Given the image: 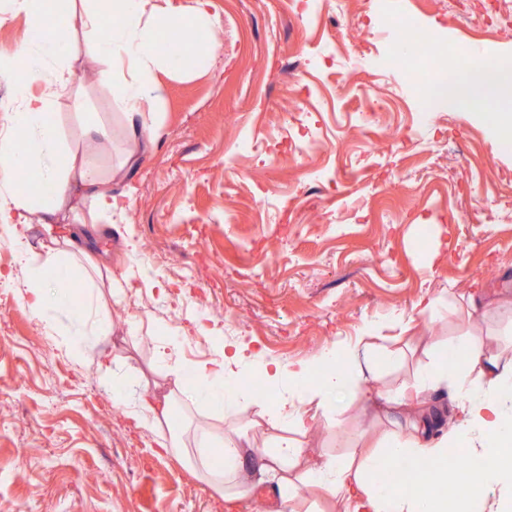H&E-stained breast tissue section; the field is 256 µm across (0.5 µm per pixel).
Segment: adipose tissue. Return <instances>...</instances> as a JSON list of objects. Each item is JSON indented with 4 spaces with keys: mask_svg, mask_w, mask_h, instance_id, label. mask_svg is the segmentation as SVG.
I'll list each match as a JSON object with an SVG mask.
<instances>
[{
    "mask_svg": "<svg viewBox=\"0 0 512 512\" xmlns=\"http://www.w3.org/2000/svg\"><path fill=\"white\" fill-rule=\"evenodd\" d=\"M52 0H13L12 10L0 11V24L12 12L29 18L27 44L10 52L11 65L0 78L14 88L17 107L0 120V231L7 233L17 253L24 278L21 300L36 318L53 306L68 303L71 294L81 301L74 314L91 322L95 335L111 334L106 308L120 301L114 287L92 279L78 278L73 267L83 263L100 269L101 259L86 235H74L66 248L44 244L33 251L19 232L22 224L49 223L69 208L76 192H83L103 214L115 208L112 180L105 177L86 154L65 152L59 132L48 113L60 97H67L74 110L85 107L72 89V64L60 61L74 33H82L88 47L104 64L99 78L112 87L122 101L130 124L134 148L129 162H136L153 149L155 114L161 97L153 74L166 61L156 51L163 32L172 26L195 31L208 26L213 16L210 0H64L66 23L45 31L43 19ZM440 108L449 101L462 103L477 118H489L501 127L512 126V57L486 55L482 65L465 76H451ZM25 131L27 149H19L17 131ZM36 174L53 188L50 197L17 191L19 170ZM485 305L470 297L463 327L448 343L427 342V349H440L445 357L431 368L417 371L411 380L384 391L367 386L356 367L362 352L359 342H340L313 358L297 362L265 361L266 393L256 396L238 391L235 380L246 361L258 351L242 341H220L217 356L205 362L174 361L175 342L157 346L155 355L169 366L160 382L144 386L138 396L119 392L115 404L138 427L152 436L165 453L182 455L186 445L181 433L168 429L174 401L195 404L207 400L224 408L225 431L209 434V447L221 449L223 467H214L201 456L199 475L210 489L227 500L248 498L252 460H261L262 471L277 481L278 512H295L301 489L319 487L336 498L340 512H512V464L503 465V449L512 447V357L494 350L486 341L481 322ZM447 388L456 406L448 432L432 436L430 397ZM350 391L354 401L375 406L386 423L373 445L356 449L345 458L333 455L311 460L300 437L316 420L335 409L337 393ZM248 404L252 417L240 429L234 417L241 404ZM294 430V437L277 434L278 426ZM460 448L470 458L481 460L479 472L468 473L449 484L442 462L448 447ZM404 467L402 485H385L376 478L380 463ZM494 482L496 501H487L481 487Z\"/></svg>",
    "mask_w": 512,
    "mask_h": 512,
    "instance_id": "adipose-tissue-1",
    "label": "adipose tissue"
}]
</instances>
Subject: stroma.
<instances>
[{"mask_svg": "<svg viewBox=\"0 0 512 512\" xmlns=\"http://www.w3.org/2000/svg\"><path fill=\"white\" fill-rule=\"evenodd\" d=\"M461 3L317 0L305 16L299 0H212L220 40L188 76L157 72L156 145L113 183L121 212L88 198L77 211L98 225L93 247L125 295L107 310L109 343L69 308L32 317L19 283L0 281V512H252L156 455L112 402L160 380L157 343L180 341L187 362L214 355L196 314L263 359L344 340L406 348L374 382L394 387L435 360L410 337L445 341L469 295L512 290V149L470 113L430 107L459 47L512 54V32L475 28ZM390 9L437 33L439 53L388 69ZM69 53L86 107L59 99L54 124L101 172L119 169L131 146L122 104L82 36ZM93 122L111 139L87 141ZM145 271L163 291H146ZM428 291L447 292V307L420 312ZM376 423L350 402L302 443L344 455Z\"/></svg>", "mask_w": 512, "mask_h": 512, "instance_id": "35a3bbf8", "label": "stroma"}]
</instances>
